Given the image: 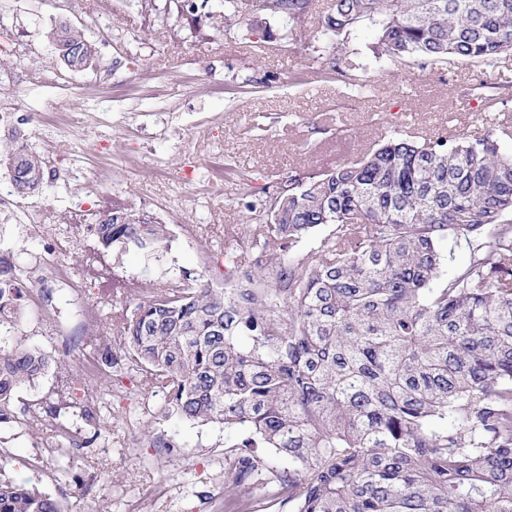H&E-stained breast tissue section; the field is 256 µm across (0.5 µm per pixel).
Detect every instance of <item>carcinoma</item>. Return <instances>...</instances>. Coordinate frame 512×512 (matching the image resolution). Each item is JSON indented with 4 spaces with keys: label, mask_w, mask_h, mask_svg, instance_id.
<instances>
[{
    "label": "carcinoma",
    "mask_w": 512,
    "mask_h": 512,
    "mask_svg": "<svg viewBox=\"0 0 512 512\" xmlns=\"http://www.w3.org/2000/svg\"><path fill=\"white\" fill-rule=\"evenodd\" d=\"M318 0H253L255 23L288 21L294 40ZM238 0L207 18L228 31ZM324 76L360 95L376 77L352 40L406 70L452 57L480 68L464 89L497 112L509 86L492 77L512 56V0H333L321 19ZM52 51L75 69L92 43L67 24ZM15 190L41 188L42 159L8 154ZM265 219L276 260L235 288L172 278L120 322L142 384L162 413L232 431L224 512H512V151L494 130L429 142L391 137L359 162L290 175L245 202ZM334 225L297 263L285 252ZM471 237L469 261L439 280V246ZM167 225L112 199L99 243L155 253ZM48 356L0 344V423ZM285 462L273 466L260 449ZM0 512H59L49 496L3 477Z\"/></svg>",
    "instance_id": "carcinoma-1"
}]
</instances>
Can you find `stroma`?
Masks as SVG:
<instances>
[{
	"instance_id": "stroma-1",
	"label": "stroma",
	"mask_w": 512,
	"mask_h": 512,
	"mask_svg": "<svg viewBox=\"0 0 512 512\" xmlns=\"http://www.w3.org/2000/svg\"><path fill=\"white\" fill-rule=\"evenodd\" d=\"M239 10L238 28L225 33L207 19L193 25L188 12H177L167 0H112L107 15L96 20L69 9L65 0H0V16L26 47L15 61L27 74L18 95L23 111H41L45 67L62 64L49 47L53 27L65 22L81 28L95 47L92 66L78 73L93 90L57 95L54 110L97 116L107 155L83 153L84 131L76 126L63 143L74 161L108 168L109 177L101 187H44L38 199L45 212L58 216L101 196L171 203L165 261L133 248L71 254L74 268L90 266L91 289L80 295L55 289L54 317L40 306L26 307L25 344L53 356L60 333L76 332L92 301L101 310V332H110L112 347H119L110 315L133 307L124 292L127 280L163 281L184 270L224 287L225 269L217 260L231 228L247 267L270 268V257L252 244L260 220L245 208L236 178L225 176V163L249 173L255 193H271L288 175L360 159L395 131L433 140L485 129L477 102L461 95L475 77L471 65L454 60L409 75L388 63L376 93L357 95L322 79L328 38L317 23L292 42L284 19L270 17L256 27L246 0ZM293 69L306 73L294 87L286 79ZM211 181L222 184V194L203 196ZM185 199L196 200L197 210H181ZM119 360L117 367H100L88 418L79 411L84 388L65 363L54 360L36 386L16 391L14 417L0 423L7 476L49 494L60 512H224L227 435L164 417L161 394L142 390L130 398L138 375L127 354ZM36 403L64 408L84 446L66 449L65 439L25 425ZM158 435L168 447L154 446Z\"/></svg>"
}]
</instances>
